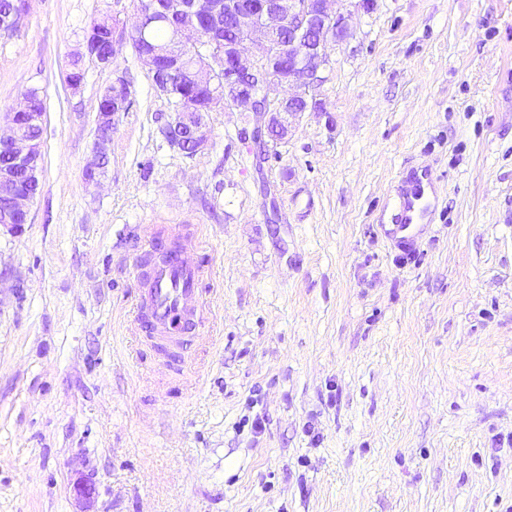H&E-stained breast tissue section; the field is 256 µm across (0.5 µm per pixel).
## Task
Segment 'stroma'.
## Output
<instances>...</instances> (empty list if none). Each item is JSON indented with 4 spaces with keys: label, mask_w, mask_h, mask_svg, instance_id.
Returning a JSON list of instances; mask_svg holds the SVG:
<instances>
[{
    "label": "stroma",
    "mask_w": 512,
    "mask_h": 512,
    "mask_svg": "<svg viewBox=\"0 0 512 512\" xmlns=\"http://www.w3.org/2000/svg\"><path fill=\"white\" fill-rule=\"evenodd\" d=\"M334 9L319 106L262 158L234 106L172 149L131 44L68 85L90 21L131 28L136 0H32L0 37V108L45 103L40 192L0 230V512H512V0ZM420 169L407 253L379 216ZM156 224L202 233L214 318L181 376L131 326Z\"/></svg>",
    "instance_id": "1"
}]
</instances>
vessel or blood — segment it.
I'll list each match as a JSON object with an SVG mask.
<instances>
[{"label": "vessel or blood", "instance_id": "b4317fda", "mask_svg": "<svg viewBox=\"0 0 512 512\" xmlns=\"http://www.w3.org/2000/svg\"><path fill=\"white\" fill-rule=\"evenodd\" d=\"M430 180L425 170L403 172L397 177L395 212L388 234L401 248H411L418 225L430 220L432 199L421 190ZM200 248V237L190 236L186 245L174 255L159 259L140 278L134 320L141 330L171 343L168 356L179 367L184 364L190 334L209 320L199 287L204 269L193 258Z\"/></svg>", "mask_w": 512, "mask_h": 512}]
</instances>
